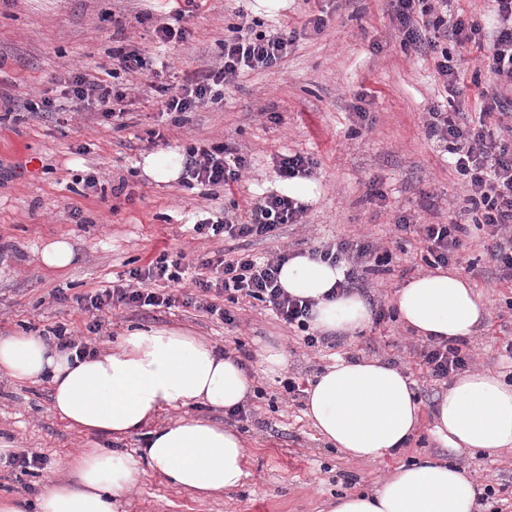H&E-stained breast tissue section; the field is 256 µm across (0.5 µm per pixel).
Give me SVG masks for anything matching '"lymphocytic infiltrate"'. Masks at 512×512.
I'll list each match as a JSON object with an SVG mask.
<instances>
[{
    "label": "lymphocytic infiltrate",
    "mask_w": 512,
    "mask_h": 512,
    "mask_svg": "<svg viewBox=\"0 0 512 512\" xmlns=\"http://www.w3.org/2000/svg\"><path fill=\"white\" fill-rule=\"evenodd\" d=\"M494 2L497 26L488 38L479 24L448 15V0H390V5L403 43L426 45L436 56L435 71L444 98L428 109L426 126L430 135L452 143L451 165L461 176L467 199L477 214L470 226L455 222L419 225L418 231L427 244L425 262L431 268L460 264L463 238L478 230L496 238L492 258L503 277L512 279V0ZM448 38L459 44L472 41L485 47V66L496 78L494 87L480 94V118L475 125L465 121L464 103L458 98L461 72L447 48L441 45ZM291 43V37L283 33L249 34L240 27H232L230 35L224 38L222 60L186 77L176 86L163 83L162 69L156 68L154 61L139 49L121 45L112 50V69L107 77L69 73L65 93L83 108L119 121L124 115L122 103L126 93L116 85V78L124 72L146 71L153 77L151 87L158 95L162 111L183 114L219 103L224 89L234 85L242 73L273 67L286 56ZM183 155L185 181L190 185L228 186L239 180L247 166L244 156L221 142L188 143ZM304 212L296 199L271 193L252 203L243 221L229 217L204 219L195 224L194 230L213 237L262 239L278 225L301 223ZM319 256L334 264H347L345 278L338 285L343 292L363 281L373 268L390 261L388 254L380 253L377 243L367 239L327 245ZM284 261V256L276 255L260 262L245 252L229 260L217 259L209 265L210 277L196 282L203 294L198 301L199 309L218 315L225 324L233 326L237 323L233 310L228 305L217 308L207 301V294L224 296L228 304L240 295L250 297L303 332L306 347H318L322 338L312 332L309 324L312 301L289 295L279 284ZM129 276V282L86 297L85 310L93 312L115 304L171 305V293L148 289L147 283L151 280L180 282L181 263L163 254L146 266L131 270ZM421 356L431 378L437 381L468 368L474 360L464 338L448 341L428 338L421 348Z\"/></svg>",
    "instance_id": "1"
}]
</instances>
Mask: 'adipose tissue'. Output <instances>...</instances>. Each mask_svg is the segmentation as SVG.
<instances>
[{
	"label": "adipose tissue",
	"instance_id": "adipose-tissue-1",
	"mask_svg": "<svg viewBox=\"0 0 512 512\" xmlns=\"http://www.w3.org/2000/svg\"><path fill=\"white\" fill-rule=\"evenodd\" d=\"M343 278L342 266L308 253L290 257L279 276L290 295L314 300L312 327L338 336L362 330L371 318L360 293L331 296ZM395 306L402 323L423 337H466L486 319L474 287L452 272L410 280ZM0 371L24 383L48 382L54 410L84 430L116 441L147 433L133 453L75 454L68 463L74 485L45 486L37 512H119L147 468L172 487L206 493L236 488L245 476L246 447L237 432L198 419L149 427L163 410L229 409L251 392L244 369L190 331L133 328L94 358L56 350L32 333L0 336ZM305 414L327 444L366 461L406 447L420 422L410 381L384 362L362 358H335L317 375ZM434 417V434L448 449L486 456L512 449V383L467 373L439 400ZM329 512H478L477 490L455 465L425 460L399 466L372 491L337 497Z\"/></svg>",
	"mask_w": 512,
	"mask_h": 512
}]
</instances>
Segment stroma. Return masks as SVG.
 I'll return each mask as SVG.
<instances>
[{"label": "stroma", "mask_w": 512, "mask_h": 512, "mask_svg": "<svg viewBox=\"0 0 512 512\" xmlns=\"http://www.w3.org/2000/svg\"><path fill=\"white\" fill-rule=\"evenodd\" d=\"M172 0H0V335L31 332L51 337L57 326L108 352L126 331L174 327L191 330L215 348L239 339L247 366L263 397L249 398L251 414L235 423L247 450L241 485L211 498L170 486L145 470L123 512H326L336 496L372 488L403 463L426 457L463 468L477 488L494 485L512 504V452L480 457L449 453L433 433L436 401L448 385L430 378L419 353L421 340L397 320L369 322L348 338L305 347L299 333L252 298L233 309L237 326L194 307L196 279L207 277L205 261L226 250H251L259 257L313 252L326 243L368 235L392 260L385 273L360 285L373 305L391 307L396 290L428 273L419 224L456 220L473 223L460 177L448 163L444 143L429 137L427 110L441 86L430 51L403 46L389 0H287L271 11L259 0H195L190 16L176 19ZM322 17L320 31L307 28ZM179 23L185 40L158 42V22ZM294 32L287 55L274 67L242 74L224 91L219 107L203 106L182 121L162 114L156 94L141 75L124 78L123 129L98 112H73L59 122L26 111L31 99H59L69 71L98 74L112 66L117 40L148 56L169 61L164 82L184 78L220 60L230 27ZM463 82L467 117L477 120L478 93L492 84L481 50L449 44ZM367 111L358 119L357 107ZM159 131L162 141L149 140ZM206 138L243 153L247 166L230 188H190L180 180L158 184L142 171L146 156L182 151ZM312 155L315 196L302 223L279 225L271 236L224 240L197 234L206 214L232 207L247 210L258 197L284 193L275 165L280 155ZM96 173L107 195H84L82 180ZM124 185L126 196L112 195ZM79 208L82 223L70 211ZM412 227L395 230L398 217ZM63 236L76 253L66 270L45 268L43 243ZM495 242L472 237L465 257L475 268L467 278L487 309L485 322L468 342L475 369L512 378V281L501 280L491 258ZM181 260L185 274L171 307L115 305L97 313L82 309L80 297L128 279L132 269L160 253ZM65 301H57V294ZM99 321V333L88 332ZM284 351V370L267 371V348ZM362 356L395 364L421 403V424L409 448L374 462L351 460L324 443L304 415L303 391L285 393L280 381L299 377L310 385L335 357ZM0 440L16 451L45 457L42 469L21 471L0 462V495L32 507L45 484L68 479L66 461L82 448L129 451L142 447L135 435L119 443L71 427L53 410L48 385L0 379Z\"/></svg>", "instance_id": "35a3bbf8"}]
</instances>
